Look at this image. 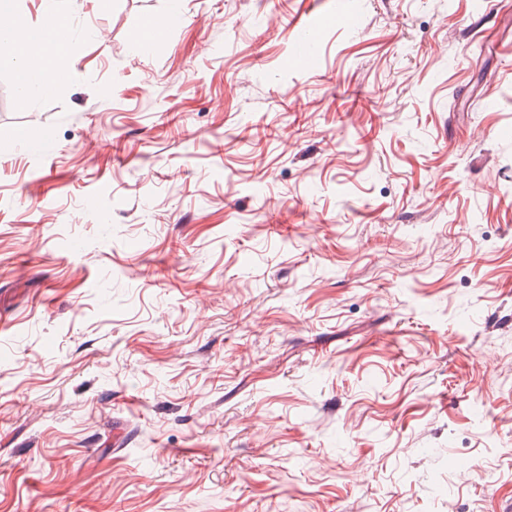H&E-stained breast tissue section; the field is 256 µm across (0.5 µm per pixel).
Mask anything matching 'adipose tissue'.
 <instances>
[{
	"label": "adipose tissue",
	"mask_w": 512,
	"mask_h": 512,
	"mask_svg": "<svg viewBox=\"0 0 512 512\" xmlns=\"http://www.w3.org/2000/svg\"><path fill=\"white\" fill-rule=\"evenodd\" d=\"M0 30L11 37V52L19 61L18 77L30 93L47 88L58 76L59 49L49 34L34 37L33 29L15 12L13 0H0Z\"/></svg>",
	"instance_id": "ef3b65f1"
}]
</instances>
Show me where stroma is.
<instances>
[{
    "label": "stroma",
    "mask_w": 512,
    "mask_h": 512,
    "mask_svg": "<svg viewBox=\"0 0 512 512\" xmlns=\"http://www.w3.org/2000/svg\"><path fill=\"white\" fill-rule=\"evenodd\" d=\"M14 7L0 512H512V0ZM13 0L0 1V30L11 37L10 52L18 59V81L23 89H29L28 96L38 93L54 81L60 71L57 69L59 49L56 40L45 31L43 24L30 27L15 12ZM43 31L39 38L32 36Z\"/></svg>",
    "instance_id": "1"
}]
</instances>
